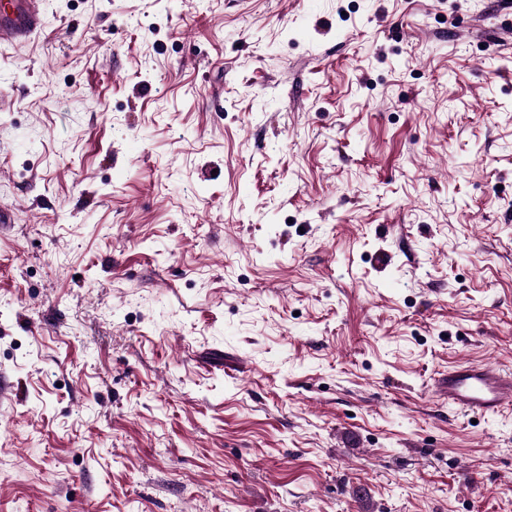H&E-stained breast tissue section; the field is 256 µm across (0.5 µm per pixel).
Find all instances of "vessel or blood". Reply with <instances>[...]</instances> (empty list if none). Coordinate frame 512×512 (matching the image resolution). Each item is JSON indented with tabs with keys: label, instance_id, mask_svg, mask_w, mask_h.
<instances>
[{
	"label": "vessel or blood",
	"instance_id": "b4317fda",
	"mask_svg": "<svg viewBox=\"0 0 512 512\" xmlns=\"http://www.w3.org/2000/svg\"><path fill=\"white\" fill-rule=\"evenodd\" d=\"M43 25L42 0H0V45L28 42ZM436 389L459 411L494 415L512 405V371L461 363L437 378Z\"/></svg>",
	"mask_w": 512,
	"mask_h": 512
}]
</instances>
